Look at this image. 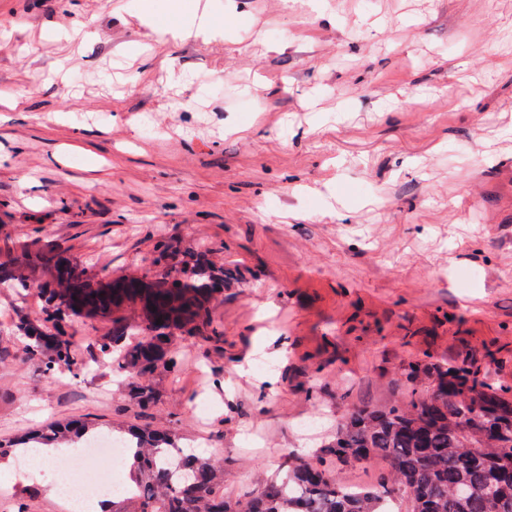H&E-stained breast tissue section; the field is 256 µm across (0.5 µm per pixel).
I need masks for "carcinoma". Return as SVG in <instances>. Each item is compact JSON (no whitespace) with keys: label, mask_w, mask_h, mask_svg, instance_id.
I'll return each mask as SVG.
<instances>
[{"label":"carcinoma","mask_w":512,"mask_h":512,"mask_svg":"<svg viewBox=\"0 0 512 512\" xmlns=\"http://www.w3.org/2000/svg\"><path fill=\"white\" fill-rule=\"evenodd\" d=\"M20 261L55 279L64 268L79 283L83 314L112 324L109 335L95 342L97 357L110 361L113 370L139 378L132 397L142 408L155 400L147 380L152 371L160 364L176 371L182 364L161 342L177 332L203 340L221 336L213 325L211 303L224 286V271L201 261L186 270L171 239L160 242L153 270L144 278L117 283L108 291L93 287L81 260H66L54 248L32 259L0 256L1 285L34 287V281L16 275ZM41 290L46 296L43 315L35 320L21 315L15 325L27 340L25 355L50 376L66 371L77 377L88 363L69 331L68 317L74 315L70 289L45 283ZM137 301L143 318L130 326L120 311ZM130 336L143 340L113 357L115 347ZM420 375L424 382L403 402L351 406L316 462L294 458L284 476L243 505L224 500L218 492L224 482L221 465L200 454L177 458L174 467L181 483L172 486L158 453L178 447L177 440L157 431L132 432L134 485L144 490L139 512H398L402 497L408 501L407 512H512V471L505 469L512 462V390L495 387L490 372L472 360L448 366L410 361L409 380ZM63 437L75 444L88 437V429L72 422L40 430L27 442L49 446ZM370 459L384 465L382 482L368 488L344 483L338 469Z\"/></svg>","instance_id":"1"}]
</instances>
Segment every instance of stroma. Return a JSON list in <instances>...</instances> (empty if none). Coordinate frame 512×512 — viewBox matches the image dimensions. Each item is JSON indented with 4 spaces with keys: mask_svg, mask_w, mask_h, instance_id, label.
<instances>
[{
    "mask_svg": "<svg viewBox=\"0 0 512 512\" xmlns=\"http://www.w3.org/2000/svg\"><path fill=\"white\" fill-rule=\"evenodd\" d=\"M325 2L0 0V253L60 248L107 281L171 238L224 269L221 340L169 339L184 366L147 409L107 361L43 376L13 324L44 302L0 287V442L158 428L245 501L347 404L406 398L410 360L512 387V0ZM72 16L89 35L49 38ZM67 473L18 477L0 512H64ZM88 429L83 423L72 422L59 427H52L47 430H40L27 438V442L24 443H33L27 448H37L40 446H49L57 442L60 438H67L76 444L79 441H86V437H89L87 434Z\"/></svg>",
    "mask_w": 512,
    "mask_h": 512,
    "instance_id": "1",
    "label": "stroma"
}]
</instances>
